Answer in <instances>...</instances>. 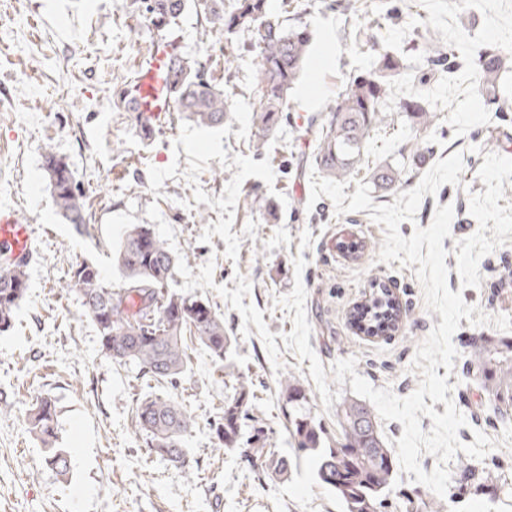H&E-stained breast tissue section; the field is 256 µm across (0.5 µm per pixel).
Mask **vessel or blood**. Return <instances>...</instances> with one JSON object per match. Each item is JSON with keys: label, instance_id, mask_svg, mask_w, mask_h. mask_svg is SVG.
Wrapping results in <instances>:
<instances>
[{"label": "vessel or blood", "instance_id": "vessel-or-blood-1", "mask_svg": "<svg viewBox=\"0 0 512 512\" xmlns=\"http://www.w3.org/2000/svg\"><path fill=\"white\" fill-rule=\"evenodd\" d=\"M168 49L155 51L143 63L133 84L125 91L148 125L163 124L173 108ZM32 225L19 223L11 210L0 208V267L27 263L35 257Z\"/></svg>", "mask_w": 512, "mask_h": 512}]
</instances>
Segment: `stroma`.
Segmentation results:
<instances>
[{
    "mask_svg": "<svg viewBox=\"0 0 512 512\" xmlns=\"http://www.w3.org/2000/svg\"><path fill=\"white\" fill-rule=\"evenodd\" d=\"M294 3L292 23L311 31L309 62L258 153L249 37L211 35L202 0H190L162 32L147 28L130 0H0V206L33 225L38 247L14 325L0 333V512H342L320 485L313 456L293 457L284 379L304 387L305 411L323 426L325 447H336V409L354 394L334 382L333 364L356 358L357 373L374 388L408 396L420 381L410 369L416 350L441 322L413 268L379 262L385 231L368 211L339 216L329 198L310 200L327 106L378 54L400 56L410 77L392 85L387 126L372 133L345 194L387 165L396 191L375 187L370 196L377 205L394 203L436 162L461 153L458 183L425 195L414 221L399 230L410 237L430 225L436 206H452L443 240L450 290L489 316L512 315V112L492 111L473 93L469 68L442 75L425 52L429 43L462 57L484 45L512 46V0H362L366 17L358 25L336 0ZM161 43L208 63L231 106L224 126L203 128L174 111L150 135L135 127L120 94ZM415 92L433 111L430 124L398 109ZM413 141L423 153L403 160ZM48 148L74 170L87 224L59 216L43 168ZM133 224L150 225L171 252L169 290L200 298L223 317V366L191 344L187 371L170 385L103 354L79 293L64 284L87 262L121 288L113 251ZM348 238L359 242L358 255L339 249ZM376 281L392 289L401 319L391 337L371 340L354 332L349 314ZM511 340L512 331L461 321L453 368L436 369L467 419L460 440L473 442L479 430L496 448L481 460L457 453L442 497L395 469L384 512H396L405 494L417 512H512V445L501 442L512 406L495 407L472 360L475 350ZM242 378L253 383V418L225 448L210 425ZM149 395L190 412L184 464L151 451L137 430L136 404ZM40 396L57 407L56 445L71 458L64 477L45 464L28 430V409ZM258 427L266 449L291 457L287 477L249 455Z\"/></svg>",
    "mask_w": 512,
    "mask_h": 512,
    "instance_id": "35a3bbf8",
    "label": "stroma"
}]
</instances>
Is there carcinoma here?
<instances>
[{
  "mask_svg": "<svg viewBox=\"0 0 512 512\" xmlns=\"http://www.w3.org/2000/svg\"><path fill=\"white\" fill-rule=\"evenodd\" d=\"M139 15L163 30L177 24L188 0H133ZM207 20L212 32H243L250 35L256 52L255 80L258 102L253 110L256 147L280 123L289 97L305 71L311 44L310 31L300 25H287L272 12L269 0H232L224 9V0H209ZM430 61L448 73L463 62L453 51L429 49ZM512 50L486 46L477 51L469 65L476 75L475 92L493 106L495 112L512 110V101L499 93V80L509 70ZM407 67L394 56H380L373 69L353 78L345 91L327 107L326 121L314 161L328 178L344 179L361 161L362 151L372 131L385 123L383 100L390 90V80L402 76ZM173 106L186 119L207 127H221L230 112L224 89L207 76L198 61L172 53ZM402 111L428 122V109L422 97L413 93L403 99ZM44 169L61 216L70 224L87 223L83 194L68 162L48 147ZM375 185L390 190L397 178L392 168L380 166L373 176ZM123 271L125 287L114 289L89 263L73 268L70 286L82 298L84 315L95 326L102 351L119 364L127 362L157 382L171 383L187 368L188 340H196L210 352L217 366L224 363L228 343L224 318L201 299L168 290L174 268L165 243L147 224H134L126 232L116 252ZM27 291L25 266L0 268V332L8 331ZM399 306L383 287L371 294L366 304L353 310L351 320L369 333L395 329ZM494 360L474 353L477 373L496 382L494 400L512 405V341ZM254 405L252 383L238 382L235 396L224 402L223 415L212 430L220 445L229 448L238 442L242 422L251 418ZM343 444L339 448L322 447L323 430L309 415L290 420V436L296 450L316 454L319 483L336 493L342 512H377L384 507L385 491L394 470L392 450L386 447L372 410L349 400L336 411ZM136 427L144 433L157 455L175 463L185 461L182 437L189 430L192 417L176 400L169 397H145L136 407ZM30 434L45 449L46 464L66 476L71 469L67 452L54 447L57 412L55 401L38 397L28 415ZM288 458L270 453L266 468L271 473L288 474Z\"/></svg>",
  "mask_w": 512,
  "mask_h": 512,
  "instance_id": "cac0c4a2",
  "label": "carcinoma"
}]
</instances>
